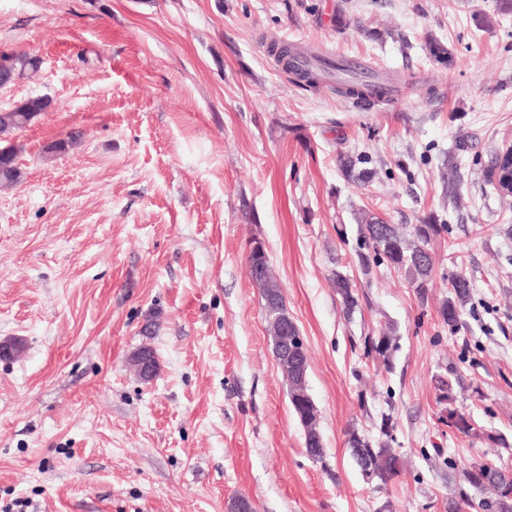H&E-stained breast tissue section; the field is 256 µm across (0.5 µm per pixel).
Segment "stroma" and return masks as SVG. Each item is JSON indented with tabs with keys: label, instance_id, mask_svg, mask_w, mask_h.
<instances>
[{
	"label": "stroma",
	"instance_id": "35a3bbf8",
	"mask_svg": "<svg viewBox=\"0 0 512 512\" xmlns=\"http://www.w3.org/2000/svg\"><path fill=\"white\" fill-rule=\"evenodd\" d=\"M432 37L453 68L429 59ZM274 41L358 57L398 90L364 107L331 82L303 90ZM1 53L41 65L0 110L52 106L0 135L20 171L0 190V344L24 346L0 357V512H230L239 496L255 512H448L461 468L512 469V202L489 176L512 143V0H0ZM347 151L371 181H347ZM364 209L447 222L426 297L362 273ZM255 238L308 347L318 462L249 274ZM459 273L474 299L454 335L437 309ZM388 323L386 366L364 347ZM440 376L485 437L439 422ZM387 409L405 465L380 488L347 433ZM334 286L337 295L341 298L345 312L347 314L353 313L357 309L359 301L350 278L342 272L336 271L334 273Z\"/></svg>",
	"mask_w": 512,
	"mask_h": 512
}]
</instances>
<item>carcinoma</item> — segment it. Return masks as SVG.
Segmentation results:
<instances>
[{
	"instance_id": "1",
	"label": "carcinoma",
	"mask_w": 512,
	"mask_h": 512,
	"mask_svg": "<svg viewBox=\"0 0 512 512\" xmlns=\"http://www.w3.org/2000/svg\"><path fill=\"white\" fill-rule=\"evenodd\" d=\"M269 53L275 62L291 74V82L305 90H315L321 84L320 73L315 70L299 71L291 61L299 54L297 48L287 43L273 44ZM37 68L36 59L26 53L16 55L11 70L0 73V79L11 83L16 77ZM396 85L392 78H378L375 84L359 80L347 81L336 87V93L369 105L375 101L389 102ZM49 105L46 97L24 100L6 112H0V133L22 127L31 113H40ZM343 175L354 183H365L372 178V171L365 168L368 158L363 155L344 153L338 156ZM19 171L15 158L0 156V183L12 185L18 181ZM360 250L356 253L358 264L364 271L384 265L404 274L408 283L424 294L430 286L433 271V257L430 244L438 236L448 232V224L439 223L427 216L420 224H389L377 214L363 210L357 217ZM250 275L261 288L265 301V317L269 326L274 355L278 367L288 383V395L292 410L304 432L307 454L315 461L324 457V444L320 428V413L308 388V351L297 339L295 327L288 324V312L280 293V284L273 275L269 259L250 255L247 257ZM336 294L340 296L346 313H353L358 307V297L349 277L337 271L334 273ZM473 285L463 274L455 275L450 281L448 297L439 306V316L448 329L457 333L464 327L462 315L471 301ZM398 348L395 329L391 326L376 337L365 341V354L389 365L394 351ZM439 402L444 404L440 421L453 427L464 436H477L479 429L466 413L454 407L455 398L452 384L440 381ZM393 431L392 410L380 413L379 438L369 440L356 430L348 433L351 455L361 475L371 476V482L381 486L388 484L403 469V455L391 446ZM488 492L491 498L479 502L484 512H512V473L491 468L487 463L474 461L461 472L455 492L448 497V512H466L472 507L469 491Z\"/></svg>"
}]
</instances>
